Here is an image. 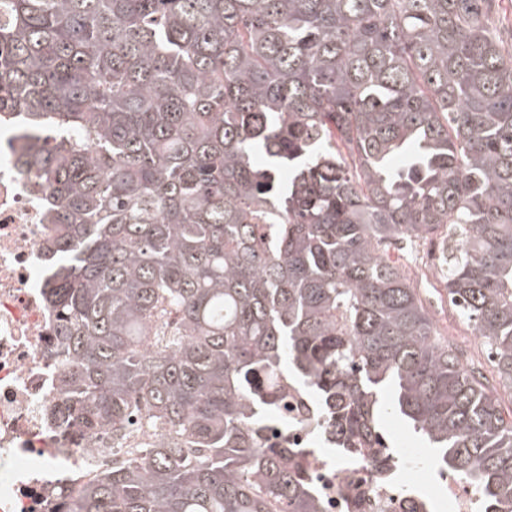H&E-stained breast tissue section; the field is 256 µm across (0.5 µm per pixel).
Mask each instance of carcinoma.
<instances>
[{"instance_id":"cac0c4a2","label":"carcinoma","mask_w":512,"mask_h":512,"mask_svg":"<svg viewBox=\"0 0 512 512\" xmlns=\"http://www.w3.org/2000/svg\"><path fill=\"white\" fill-rule=\"evenodd\" d=\"M497 0H0V113L22 112L69 273L62 425L142 404L160 438L70 512H319L261 448L292 372L343 436L389 406L512 512V412L442 344L395 240L454 238L448 302L512 390V43Z\"/></svg>"}]
</instances>
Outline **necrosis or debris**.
<instances>
[{
	"label": "necrosis or debris",
	"instance_id": "1",
	"mask_svg": "<svg viewBox=\"0 0 512 512\" xmlns=\"http://www.w3.org/2000/svg\"><path fill=\"white\" fill-rule=\"evenodd\" d=\"M31 143L21 116L0 113V512H57L56 489L77 491L155 436L144 424L88 435L53 416L65 403L47 301L64 274L50 253L61 228L22 164ZM325 417L309 387L284 377L259 439L296 449L320 512H432V479L454 512H482L472 485L451 471L434 473L416 448L398 449L390 462L370 448L337 451Z\"/></svg>",
	"mask_w": 512,
	"mask_h": 512
}]
</instances>
